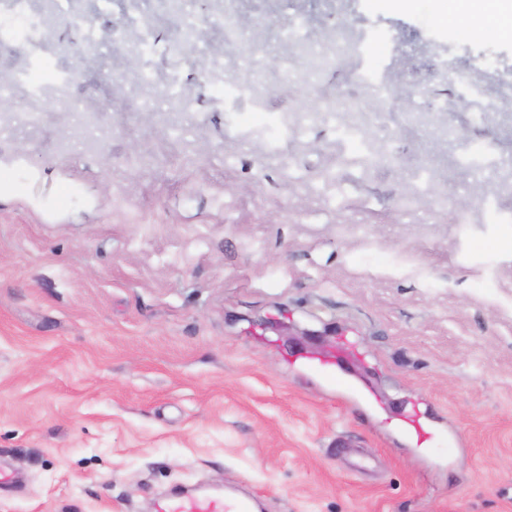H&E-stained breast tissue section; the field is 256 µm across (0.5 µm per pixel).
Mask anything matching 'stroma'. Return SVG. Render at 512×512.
<instances>
[{
	"mask_svg": "<svg viewBox=\"0 0 512 512\" xmlns=\"http://www.w3.org/2000/svg\"><path fill=\"white\" fill-rule=\"evenodd\" d=\"M350 3L365 50L317 74L285 33L300 18L321 41L319 0H239L238 38L208 29L195 62L150 17L139 92L105 78L135 49L119 0L89 5L101 49L67 103L26 98L55 80L29 43L0 56V512H158L180 487L260 512H512V197L455 205L473 147L512 165V132L426 119L459 74L512 72V42ZM412 75L427 95L408 101ZM245 79L268 111L226 110ZM332 353L376 406L314 367ZM414 414L455 447H416Z\"/></svg>",
	"mask_w": 512,
	"mask_h": 512,
	"instance_id": "stroma-1",
	"label": "stroma"
}]
</instances>
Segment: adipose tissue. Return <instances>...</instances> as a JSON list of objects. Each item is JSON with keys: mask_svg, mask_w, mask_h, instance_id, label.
I'll list each match as a JSON object with an SVG mask.
<instances>
[{"mask_svg": "<svg viewBox=\"0 0 512 512\" xmlns=\"http://www.w3.org/2000/svg\"><path fill=\"white\" fill-rule=\"evenodd\" d=\"M440 26L458 34L505 40L512 38V0H427Z\"/></svg>", "mask_w": 512, "mask_h": 512, "instance_id": "obj_1", "label": "adipose tissue"}]
</instances>
